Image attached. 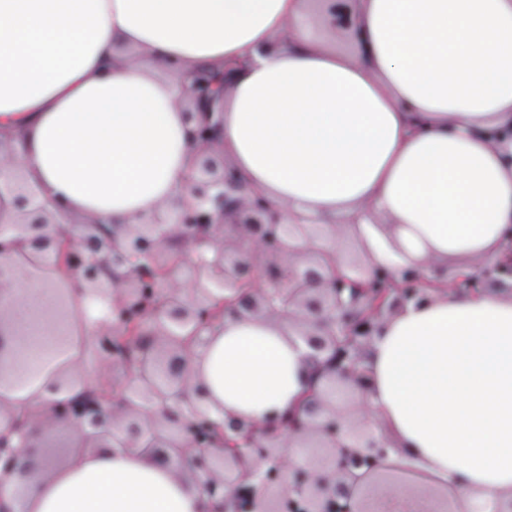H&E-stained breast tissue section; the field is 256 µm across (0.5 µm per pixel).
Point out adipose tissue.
<instances>
[{"instance_id": "1", "label": "adipose tissue", "mask_w": 512, "mask_h": 512, "mask_svg": "<svg viewBox=\"0 0 512 512\" xmlns=\"http://www.w3.org/2000/svg\"><path fill=\"white\" fill-rule=\"evenodd\" d=\"M361 32L337 51L307 0H0V135L64 217L130 223L185 187L192 148L168 60L241 58L224 95V153L292 216L369 229L415 259L495 260L512 227V0H351ZM288 46L270 42L286 23ZM137 50L127 67L118 49ZM0 301L42 364L56 333L41 280ZM368 425L417 487L377 512H424L422 483L452 506L512 490V295L443 293L388 318L364 361ZM214 410L250 422L294 407L311 375L287 324L227 320L200 350ZM175 469L138 450L90 449L34 480L25 512H206Z\"/></svg>"}]
</instances>
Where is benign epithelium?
Returning a JSON list of instances; mask_svg holds the SVG:
<instances>
[{"label": "benign epithelium", "mask_w": 512, "mask_h": 512, "mask_svg": "<svg viewBox=\"0 0 512 512\" xmlns=\"http://www.w3.org/2000/svg\"><path fill=\"white\" fill-rule=\"evenodd\" d=\"M346 0H312L313 12L341 40H351L354 22ZM240 65L195 69L185 74L183 104L187 135L194 147L187 193L134 223L107 229L87 218L59 227L57 217L21 167L17 150L0 139V166L13 177L0 183V210L14 219L0 223V262L17 277L40 275L55 289V303L41 315L48 325L69 324L77 295L95 296L107 314L90 321L87 345L122 374L131 394L109 400H72L85 386L81 369L68 364L43 385L48 405L38 430L15 428L16 409L0 405V476H12V505L20 512L27 483L64 461L40 437L63 424L71 428L70 452L84 448L140 449L162 465L186 475L211 512H373L375 497L401 486L411 467L389 462L392 442L366 426L362 369L366 348L382 321L411 302L437 291L478 295L512 294V228L504 234L502 256L475 269L454 270L432 260L400 264L369 261L362 234L329 218L303 222L288 208L249 190L239 171L219 150L220 106ZM350 238L354 247L341 264L317 247L324 238ZM179 250L178 263L153 280L130 265L145 259L156 266ZM264 263L252 279V262ZM251 284L248 293L240 288ZM226 319L288 321L307 348L323 389L309 393L302 413L273 416L261 424L234 416L218 424L209 395L193 369L200 337ZM193 337L188 348L177 337ZM19 333L0 301V385L17 366ZM146 346L141 374L131 373L130 347ZM224 432L212 438L210 431ZM308 449L303 462L288 455L290 445ZM426 512H441L447 490L425 489Z\"/></svg>", "instance_id": "7a95c632"}]
</instances>
